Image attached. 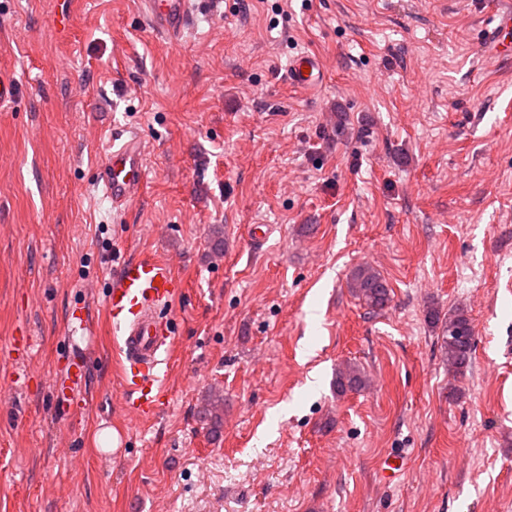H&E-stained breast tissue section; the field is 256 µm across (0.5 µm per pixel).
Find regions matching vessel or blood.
<instances>
[{
    "label": "vessel or blood",
    "mask_w": 512,
    "mask_h": 512,
    "mask_svg": "<svg viewBox=\"0 0 512 512\" xmlns=\"http://www.w3.org/2000/svg\"><path fill=\"white\" fill-rule=\"evenodd\" d=\"M142 12L156 31L179 42L195 19L192 0H141ZM499 24L488 31L491 54L512 55V43L502 33L512 30V9L500 12ZM288 78L298 89L310 90L324 78L323 64L314 54L296 56ZM146 176L145 154L138 137L110 145L99 168L98 183L113 207L136 198ZM182 291V282L170 263L157 256H139L122 262L111 277L105 299L108 324L115 338L119 375L131 413L140 420L159 417L169 404L161 373L175 347L176 327L167 308ZM58 386L59 413H69L72 392L86 382L83 356L70 354Z\"/></svg>",
    "instance_id": "vessel-or-blood-1"
}]
</instances>
